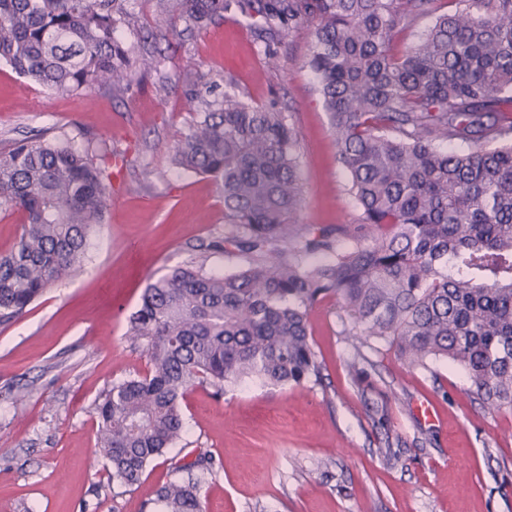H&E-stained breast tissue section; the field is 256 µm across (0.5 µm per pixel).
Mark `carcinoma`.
<instances>
[{"label": "carcinoma", "mask_w": 512, "mask_h": 512, "mask_svg": "<svg viewBox=\"0 0 512 512\" xmlns=\"http://www.w3.org/2000/svg\"><path fill=\"white\" fill-rule=\"evenodd\" d=\"M186 29L236 9L257 39L283 42L317 22L307 66L347 171L355 230L292 223L299 132L288 115L234 90L196 113L173 150L182 171L214 177L230 230L205 261L149 283L128 335L150 370L95 406L112 484L140 483L186 433L181 401L206 383L322 380L308 312L336 296L354 344L393 347L423 370L467 373L492 411L512 409V0H169ZM432 19L403 53L397 30ZM137 31L124 0H0V61L62 94L129 83ZM105 169L66 137L0 152V206L22 214L0 254V324L77 272L102 223ZM202 457L149 500L201 512Z\"/></svg>", "instance_id": "cac0c4a2"}]
</instances>
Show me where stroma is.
I'll use <instances>...</instances> for the list:
<instances>
[{"label":"stroma","mask_w":512,"mask_h":512,"mask_svg":"<svg viewBox=\"0 0 512 512\" xmlns=\"http://www.w3.org/2000/svg\"><path fill=\"white\" fill-rule=\"evenodd\" d=\"M153 66L130 83L78 95L0 63V151L39 137L106 144L104 220L84 266L0 325V512H150L173 461L214 460L202 512H512V411L484 407L466 373L412 367L385 343L354 349L335 297L309 311L323 381L206 384L182 400L188 434L141 484L114 487L96 444L94 407L112 384L145 375L126 335L146 285L224 234L210 176L171 164L203 101L227 82L246 101L287 112L300 134L294 221L354 224L328 115L307 67L313 25L266 56L252 20L225 15L186 30L167 0H126ZM429 402L434 422L418 414Z\"/></svg>","instance_id":"stroma-1"}]
</instances>
